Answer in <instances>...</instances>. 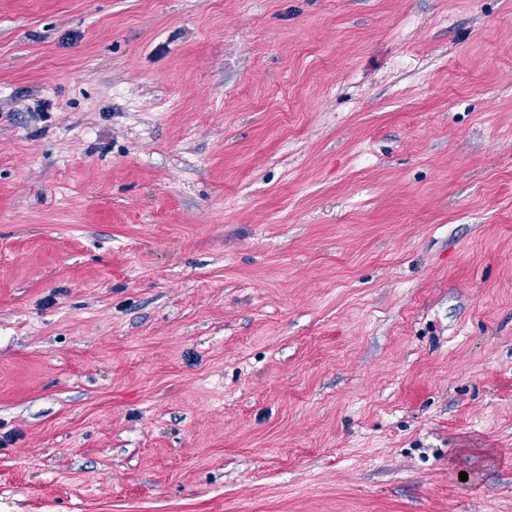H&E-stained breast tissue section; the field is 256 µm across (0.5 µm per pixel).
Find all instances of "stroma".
Segmentation results:
<instances>
[{
    "label": "stroma",
    "mask_w": 512,
    "mask_h": 512,
    "mask_svg": "<svg viewBox=\"0 0 512 512\" xmlns=\"http://www.w3.org/2000/svg\"><path fill=\"white\" fill-rule=\"evenodd\" d=\"M0 512H512V0H0Z\"/></svg>",
    "instance_id": "stroma-1"
}]
</instances>
